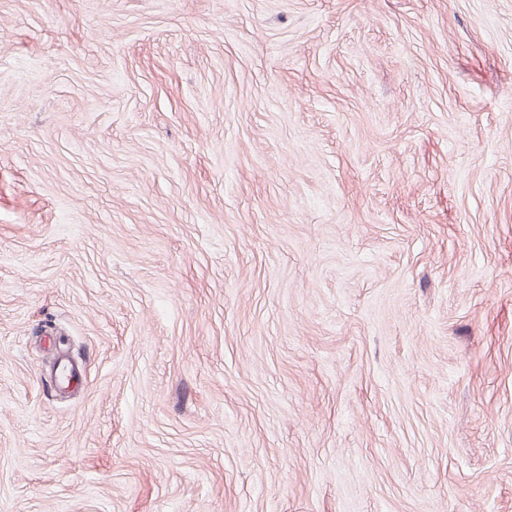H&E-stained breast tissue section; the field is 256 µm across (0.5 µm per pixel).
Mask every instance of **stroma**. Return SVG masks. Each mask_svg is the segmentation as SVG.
I'll list each match as a JSON object with an SVG mask.
<instances>
[{
  "label": "stroma",
  "mask_w": 512,
  "mask_h": 512,
  "mask_svg": "<svg viewBox=\"0 0 512 512\" xmlns=\"http://www.w3.org/2000/svg\"><path fill=\"white\" fill-rule=\"evenodd\" d=\"M0 512H512V0H0Z\"/></svg>",
  "instance_id": "1"
}]
</instances>
